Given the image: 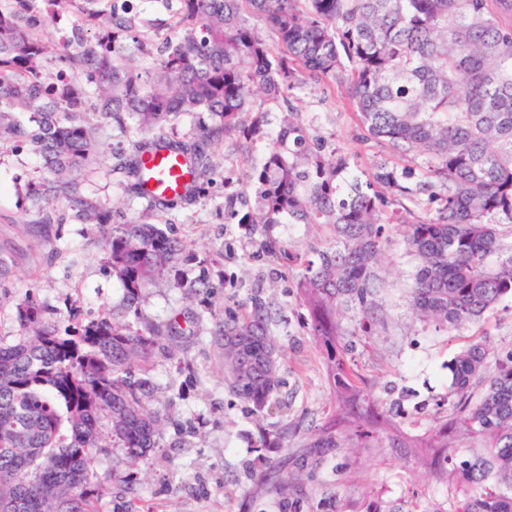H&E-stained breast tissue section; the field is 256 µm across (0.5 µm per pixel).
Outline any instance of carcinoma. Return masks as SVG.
I'll return each mask as SVG.
<instances>
[{
    "label": "carcinoma",
    "mask_w": 512,
    "mask_h": 512,
    "mask_svg": "<svg viewBox=\"0 0 512 512\" xmlns=\"http://www.w3.org/2000/svg\"><path fill=\"white\" fill-rule=\"evenodd\" d=\"M172 33L146 42L137 17L115 0H0V141L24 143L44 158L49 177L33 184L38 224H61L59 204L102 229L104 263L123 291L120 308L87 323L62 321L27 295L15 304L18 336L0 338V507L10 512H102L104 478L92 467L108 452L100 428L136 464L161 447L167 417L154 398V358L175 335L208 319L223 359L226 392L264 415L281 403L283 353L278 313L258 293L219 314L205 306L164 325L134 326L138 300L156 280L190 298L216 284L191 277L188 244L158 224L102 211L77 176L100 153L96 120L127 129L132 154L113 170L142 193L143 156L169 145L172 118L207 112L213 124L174 147L194 175L189 197L218 172L211 146L229 153L261 147L248 187L224 197V216L251 236L271 224H325L326 244L308 253L265 235L273 263L299 268L309 312L306 334L325 352L339 413L309 447L416 448L422 464L440 459L466 486L453 512H512V350L489 365L477 339L448 364L444 403L460 414L480 450L457 460L456 427L443 422L411 435L394 404L373 400L349 372L354 336L381 322L383 259L392 244L391 209L405 199L429 214L404 225L414 261L409 305L418 320L450 336L512 296V0H165ZM72 12L75 51L43 38L45 11ZM264 19L269 34L250 23ZM94 31L88 35V31ZM158 55L141 76L116 52L126 37ZM331 79L345 83L362 130L412 165L381 160L369 171L359 155L328 148L288 104L276 136L265 104ZM357 314L348 329L339 317ZM475 386L479 395L472 394ZM293 424L276 423V447ZM267 492L288 507L305 493L299 476L272 466Z\"/></svg>",
    "instance_id": "carcinoma-1"
}]
</instances>
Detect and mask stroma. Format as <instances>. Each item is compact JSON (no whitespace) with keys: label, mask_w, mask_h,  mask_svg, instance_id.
<instances>
[{"label":"stroma","mask_w":512,"mask_h":512,"mask_svg":"<svg viewBox=\"0 0 512 512\" xmlns=\"http://www.w3.org/2000/svg\"><path fill=\"white\" fill-rule=\"evenodd\" d=\"M290 99L312 135L359 153L365 167L385 158L381 145L358 141L344 85L329 81L292 93ZM131 152L128 132L115 122L102 121L100 154L93 173L81 182L82 193L127 217L169 225L175 235L187 239L217 284L208 298L213 309H223L225 297L245 298L251 289L282 308L286 322L278 334L285 353L286 384L280 413L255 421L245 405L232 402L224 390L210 322H202L196 335L179 338L172 347L173 357L155 358V399L166 402L169 378L185 380L184 395L171 405L170 413L179 421L192 422L193 431L179 444L174 428H165L161 448L137 466L116 445L96 456L94 468L112 476L103 490V512L122 507L131 487L140 503L153 506L155 512H281L257 479L272 465L305 474L306 494L294 499L290 512H452L463 493L460 483L452 477L435 478L399 450L340 448L322 459L310 448L317 426L334 410L335 397L321 350L304 331L308 312L298 294L296 272L291 269L272 278L258 240L245 238L236 225L224 221V195L242 190L250 159L216 147V154L224 158L222 178L192 202L161 213L146 210L144 199L124 190V175L111 171L119 155ZM45 174L42 158L31 147L0 148V255L11 260L14 271L10 282L0 288V338L8 341L18 332L14 304L25 294H34L51 309L75 310L81 319L105 313L122 300L103 262L98 226L71 218L46 228L35 224L37 207L28 184ZM412 270L413 262L402 245L393 244L383 263L385 326L375 336L357 337L346 359L374 396H383L385 387H392V397L404 411L405 431L418 435L447 418L442 401L451 383L448 363L476 330L485 332L492 357L512 350V297L502 299L479 327L468 326L449 336L412 313L407 298ZM190 304L168 281H157L140 300L138 322H166L174 311ZM284 415L298 426L287 448L255 452L252 444L260 429L271 428Z\"/></svg>","instance_id":"stroma-1"}]
</instances>
